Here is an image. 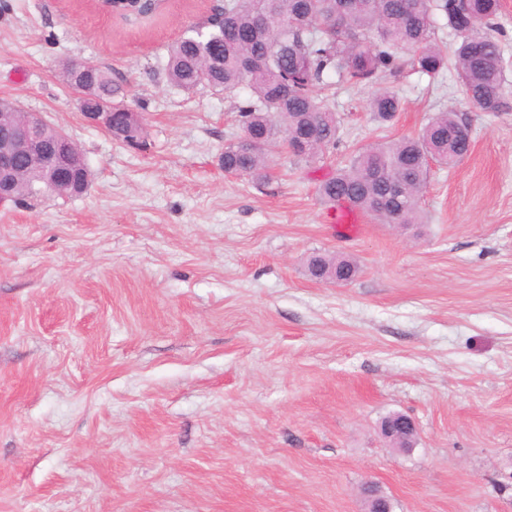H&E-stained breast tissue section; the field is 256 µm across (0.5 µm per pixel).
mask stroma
I'll return each mask as SVG.
<instances>
[{
  "mask_svg": "<svg viewBox=\"0 0 512 512\" xmlns=\"http://www.w3.org/2000/svg\"><path fill=\"white\" fill-rule=\"evenodd\" d=\"M217 0L127 23L93 0H0V97L65 130L87 191L0 206V512H512V107L431 164L426 223L323 205L352 150L463 111L453 73L342 86L340 143L229 176L247 97L170 85L168 49ZM109 69L147 150L88 123L68 62ZM403 110L378 126L383 89ZM356 261L311 279L312 253ZM394 412L415 447L380 432ZM402 100L400 95L390 89L383 90L372 96L368 103V110L372 119L379 124L392 122L401 111Z\"/></svg>",
  "mask_w": 512,
  "mask_h": 512,
  "instance_id": "obj_1",
  "label": "stroma"
}]
</instances>
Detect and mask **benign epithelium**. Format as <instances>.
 Returning <instances> with one entry per match:
<instances>
[{
  "instance_id": "benign-epithelium-1",
  "label": "benign epithelium",
  "mask_w": 512,
  "mask_h": 512,
  "mask_svg": "<svg viewBox=\"0 0 512 512\" xmlns=\"http://www.w3.org/2000/svg\"><path fill=\"white\" fill-rule=\"evenodd\" d=\"M79 106L89 123L108 130L112 125V104L96 100L87 106L83 95H78ZM46 120L37 114L23 111L18 102L8 108L0 106V205L14 202L13 184L18 168L16 159L21 154H35L51 172V177L43 184L46 192L62 193L65 188L73 189L75 179L73 169L86 165V158L80 146L62 130H57L55 141L61 149L46 147L43 129ZM385 436H398L402 440V451H410L417 438V428L413 420L405 414L381 423ZM365 512H390L389 500L378 488L371 484L365 492Z\"/></svg>"
}]
</instances>
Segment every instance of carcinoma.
Returning a JSON list of instances; mask_svg holds the SVG:
<instances>
[{
	"mask_svg": "<svg viewBox=\"0 0 512 512\" xmlns=\"http://www.w3.org/2000/svg\"><path fill=\"white\" fill-rule=\"evenodd\" d=\"M161 0H130L113 10L124 21L157 14ZM500 0H221L200 24L189 27L170 47L165 71L169 83L191 94L199 88L231 94L240 87L250 98L238 107L242 132L254 138L251 149L241 139L224 145V171L262 182L270 164L288 146L317 132L308 151L289 152L313 164L339 144L340 121L319 94L329 77L338 83L367 84L394 76L406 66L430 78L453 63L465 104L477 112L508 107L504 57L493 35ZM455 38L453 52L439 36ZM96 98L113 103V139L122 141L129 108L119 101L122 87L110 71L98 67L81 79ZM400 95L390 89L372 96L368 110L379 124L401 111ZM469 124L455 111L438 112L415 137L363 147L318 185L320 200L347 204L383 224H421L422 190L428 159L455 167L471 151ZM39 175L19 178L22 199L38 194ZM335 268L336 279L349 283L358 264L346 257L313 253L306 271L320 280Z\"/></svg>",
	"mask_w": 512,
	"mask_h": 512,
	"instance_id": "1",
	"label": "carcinoma"
}]
</instances>
